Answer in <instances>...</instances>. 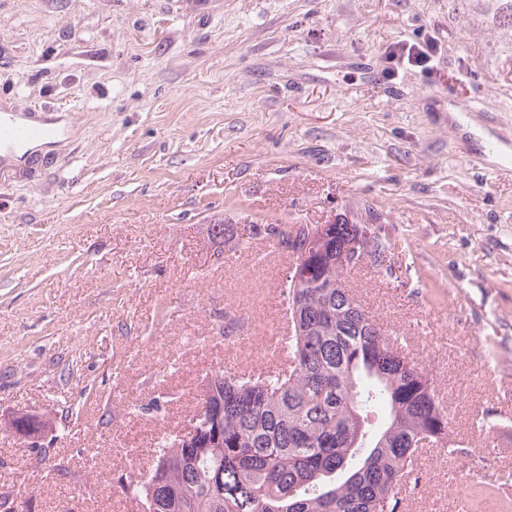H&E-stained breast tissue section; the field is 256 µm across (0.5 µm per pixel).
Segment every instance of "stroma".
<instances>
[{
	"instance_id": "obj_1",
	"label": "stroma",
	"mask_w": 512,
	"mask_h": 512,
	"mask_svg": "<svg viewBox=\"0 0 512 512\" xmlns=\"http://www.w3.org/2000/svg\"><path fill=\"white\" fill-rule=\"evenodd\" d=\"M497 0H0V113L53 124L0 164V483L31 512H141L217 368L257 369L290 262L230 224L385 225L351 286L447 407L408 512H512V26ZM434 38L432 72L386 48ZM482 100L495 110L458 112ZM52 418L37 440L9 424ZM487 413L483 427L476 414Z\"/></svg>"
}]
</instances>
